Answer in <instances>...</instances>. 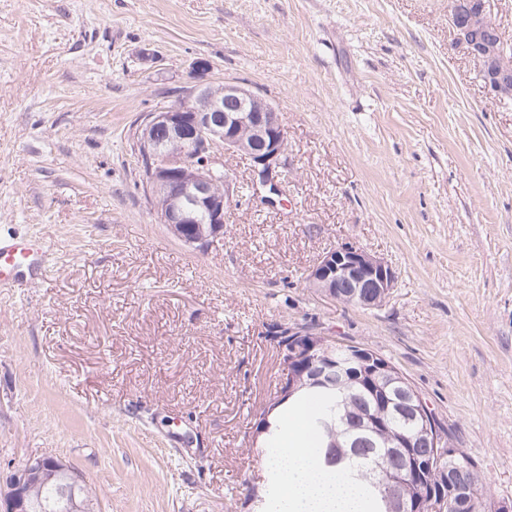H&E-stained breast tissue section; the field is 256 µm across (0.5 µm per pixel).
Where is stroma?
I'll return each mask as SVG.
<instances>
[{
  "label": "stroma",
  "mask_w": 512,
  "mask_h": 512,
  "mask_svg": "<svg viewBox=\"0 0 512 512\" xmlns=\"http://www.w3.org/2000/svg\"><path fill=\"white\" fill-rule=\"evenodd\" d=\"M450 0H0V240L41 269L0 284V482L81 472L99 512H255L256 416L304 325L408 378L497 500H512V98L455 47ZM154 52L142 60V50ZM273 103L282 194L224 157V239L160 224L136 125L197 81ZM353 246L395 275L379 308L309 288Z\"/></svg>",
  "instance_id": "35a3bbf8"
}]
</instances>
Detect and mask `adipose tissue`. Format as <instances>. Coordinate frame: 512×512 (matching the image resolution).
Segmentation results:
<instances>
[{"label": "adipose tissue", "mask_w": 512, "mask_h": 512, "mask_svg": "<svg viewBox=\"0 0 512 512\" xmlns=\"http://www.w3.org/2000/svg\"><path fill=\"white\" fill-rule=\"evenodd\" d=\"M269 465L281 479L279 512H363L364 483L320 465L307 429L279 419Z\"/></svg>", "instance_id": "1"}]
</instances>
